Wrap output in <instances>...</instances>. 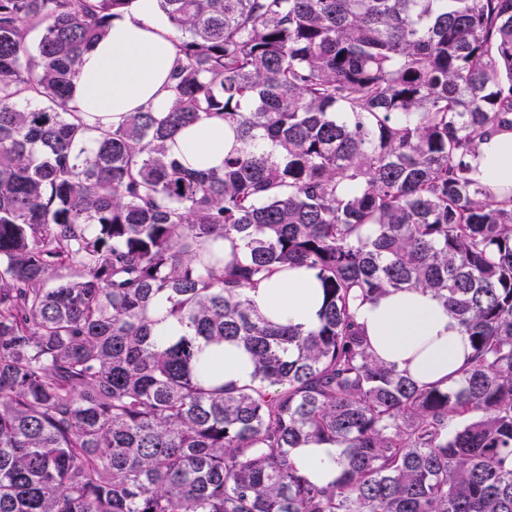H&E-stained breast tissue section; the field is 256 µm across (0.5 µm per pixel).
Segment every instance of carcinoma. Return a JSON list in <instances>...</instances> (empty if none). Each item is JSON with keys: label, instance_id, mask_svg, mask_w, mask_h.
<instances>
[{"label": "carcinoma", "instance_id": "1", "mask_svg": "<svg viewBox=\"0 0 512 512\" xmlns=\"http://www.w3.org/2000/svg\"><path fill=\"white\" fill-rule=\"evenodd\" d=\"M135 3L0 0V512H512V194L467 163L512 126V0H157L167 110L90 126L72 80ZM203 121L235 146L189 170ZM293 266L311 330L249 297ZM411 288L468 340L446 382L356 320ZM226 341L251 383L205 368ZM233 145V134L224 131V123L206 121L182 130L168 147L183 165L198 168L219 166ZM338 453L336 445L318 441H310L294 450L295 458L310 479L321 485L331 483L339 475Z\"/></svg>", "mask_w": 512, "mask_h": 512}]
</instances>
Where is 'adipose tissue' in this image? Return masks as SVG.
<instances>
[{"instance_id": "ef3b65f1", "label": "adipose tissue", "mask_w": 512, "mask_h": 512, "mask_svg": "<svg viewBox=\"0 0 512 512\" xmlns=\"http://www.w3.org/2000/svg\"><path fill=\"white\" fill-rule=\"evenodd\" d=\"M177 56L174 37L156 0H137L131 13L113 19L107 36L86 52L74 82L73 100L92 126L119 124L142 107L165 109V85ZM234 145L223 124L206 121L182 130L169 152L183 165L219 166ZM471 175L496 196L512 193V128L490 130L470 160ZM255 306L271 320L310 330L320 321L322 292L312 270L294 267L250 290ZM374 354L419 382H435L466 360L468 341L455 319L429 292L403 290L364 303L356 310ZM294 455L310 479L325 485L338 474L335 445L311 441Z\"/></svg>"}]
</instances>
